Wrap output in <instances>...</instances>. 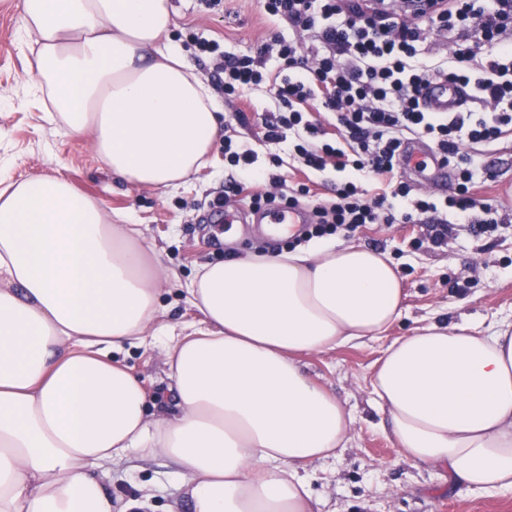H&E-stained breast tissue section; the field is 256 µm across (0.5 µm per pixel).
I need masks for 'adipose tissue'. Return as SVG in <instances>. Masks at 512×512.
Listing matches in <instances>:
<instances>
[{
    "instance_id": "adipose-tissue-1",
    "label": "adipose tissue",
    "mask_w": 512,
    "mask_h": 512,
    "mask_svg": "<svg viewBox=\"0 0 512 512\" xmlns=\"http://www.w3.org/2000/svg\"><path fill=\"white\" fill-rule=\"evenodd\" d=\"M28 85L50 122L91 134L130 183L187 185L220 105L170 42V0H22ZM155 250L57 177L0 170V512H134L98 477L131 453L178 469L190 512H319L307 468L338 457L353 418L299 357L383 337L404 291L356 244L207 263L187 285L200 320L170 337L169 404L113 359L158 340ZM373 399L398 454L474 492L512 490V322H431L375 362Z\"/></svg>"
}]
</instances>
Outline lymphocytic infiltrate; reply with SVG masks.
Wrapping results in <instances>:
<instances>
[{
    "instance_id": "f902f5d3",
    "label": "lymphocytic infiltrate",
    "mask_w": 512,
    "mask_h": 512,
    "mask_svg": "<svg viewBox=\"0 0 512 512\" xmlns=\"http://www.w3.org/2000/svg\"><path fill=\"white\" fill-rule=\"evenodd\" d=\"M431 2V13L410 17L386 6L370 13L345 0H263L265 13L288 21L299 38L274 36L235 57L225 56L217 41L197 39L225 95L268 85L266 140L298 131L294 150L306 167L331 164L344 172L331 198L315 206L305 238L362 224H424L439 246L454 225L484 232L495 223V206L477 201L472 189L478 178L498 177L486 157L512 135V0ZM433 39L450 45L449 56L428 60ZM271 54L283 63L273 77L264 68ZM436 80L465 92L458 111L427 108L426 91ZM310 101L335 115V140L324 139L321 125L306 119L300 106ZM412 137L429 141L451 166L452 194L412 196L401 175L403 145ZM359 172L380 178L386 192L367 196L355 183Z\"/></svg>"
}]
</instances>
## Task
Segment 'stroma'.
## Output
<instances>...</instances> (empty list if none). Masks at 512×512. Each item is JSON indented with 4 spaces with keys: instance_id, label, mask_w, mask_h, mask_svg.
I'll list each match as a JSON object with an SVG mask.
<instances>
[{
    "instance_id": "1",
    "label": "stroma",
    "mask_w": 512,
    "mask_h": 512,
    "mask_svg": "<svg viewBox=\"0 0 512 512\" xmlns=\"http://www.w3.org/2000/svg\"><path fill=\"white\" fill-rule=\"evenodd\" d=\"M174 8L169 39L185 55L205 83L213 69L191 42L198 35L217 40L225 54L238 56L260 46L272 33L291 36L287 23L267 15L260 0H225L208 8L205 0H171ZM22 0H0V162L14 176H57L100 200L113 223L130 225L137 238L156 248L160 258L158 324L169 335H183L199 320L186 301L185 287L207 262L257 252L260 233L249 214L248 193H228L232 170L224 158L223 139L216 140L213 161L188 186L159 191L126 182L98 161L89 137L55 129L44 118L41 103L26 86L25 74L34 59L17 47ZM225 137L239 150L252 152L259 170H279L284 192L306 185L302 205L314 207L329 195L339 177L334 169L311 171L295 157L294 135L269 142L258 119L270 107L267 86L245 90L242 98H221ZM245 110L247 123L235 122ZM281 167H273V159ZM502 172L482 183L481 198L492 200L499 221L495 230L477 234L457 225L446 244L425 241L418 224H367L332 235L335 243H354L389 256L401 279L404 314L389 338L410 334L432 321L466 320L493 329L512 316V138L498 142L489 155ZM245 208L243 222L205 224L201 218L217 197ZM385 346L373 340L359 346L303 356L305 371L332 391L351 413V439L335 461L309 467L311 490L321 512H512V490L472 494L449 489L447 475L419 471L400 461L396 441L371 402L369 377ZM115 360L131 366L145 381L152 402H166L165 348L128 347ZM100 476L113 492L143 497L148 512H179L182 493L176 469L161 458L134 457L105 464Z\"/></svg>"
}]
</instances>
